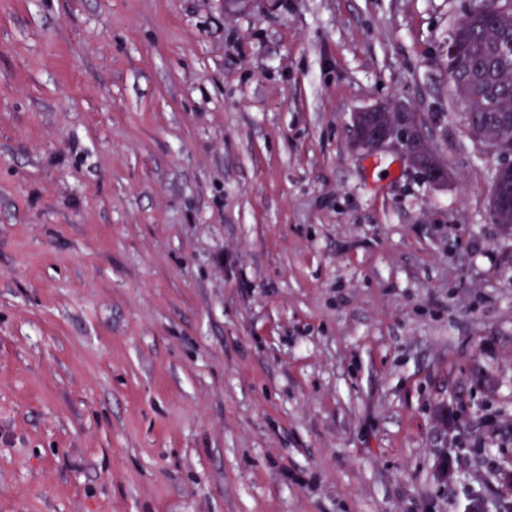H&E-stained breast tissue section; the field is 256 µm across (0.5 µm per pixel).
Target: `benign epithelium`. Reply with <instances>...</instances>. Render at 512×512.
Wrapping results in <instances>:
<instances>
[{
  "label": "benign epithelium",
  "mask_w": 512,
  "mask_h": 512,
  "mask_svg": "<svg viewBox=\"0 0 512 512\" xmlns=\"http://www.w3.org/2000/svg\"><path fill=\"white\" fill-rule=\"evenodd\" d=\"M485 11L495 17L498 25L512 22V4L507 0H487ZM439 65L449 81H454L459 65L456 40L448 41L439 57ZM470 137L485 143L500 157L490 195V214L507 228L512 219V202L503 195L502 188L512 181V139L493 127L472 130ZM352 148L366 159L384 152L397 154L431 185L445 184L450 178L448 166L440 158L424 120L403 98L379 101L353 113ZM453 476L454 469L448 465V450L445 449L439 456L436 478L447 485ZM493 487L499 499L512 502V466L497 474Z\"/></svg>",
  "instance_id": "1"
}]
</instances>
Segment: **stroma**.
<instances>
[{"instance_id": "1", "label": "stroma", "mask_w": 512, "mask_h": 512, "mask_svg": "<svg viewBox=\"0 0 512 512\" xmlns=\"http://www.w3.org/2000/svg\"><path fill=\"white\" fill-rule=\"evenodd\" d=\"M472 0H0V512H463L512 424ZM403 97L453 177L352 147ZM495 376L488 397L474 365Z\"/></svg>"}]
</instances>
